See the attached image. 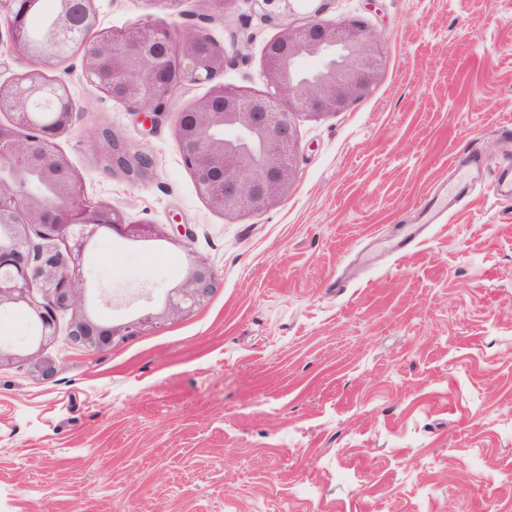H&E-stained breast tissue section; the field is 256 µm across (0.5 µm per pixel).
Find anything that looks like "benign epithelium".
Here are the masks:
<instances>
[{
  "instance_id": "1",
  "label": "benign epithelium",
  "mask_w": 512,
  "mask_h": 512,
  "mask_svg": "<svg viewBox=\"0 0 512 512\" xmlns=\"http://www.w3.org/2000/svg\"><path fill=\"white\" fill-rule=\"evenodd\" d=\"M4 21L12 52L38 67L0 82V309L24 307L35 323L38 345L57 333V314L71 313L69 336L87 350H101L121 335L86 310L79 286L89 241L101 231L124 240H177L156 225L131 224L105 202L87 200L81 177L53 140L76 117L66 84L43 68L80 46L87 83L131 107L144 110L153 125L167 112V97L185 82L210 81L239 55L236 38L223 47L204 30L188 37L149 17L141 26L149 36L135 41L126 30H107L95 38L93 0H55V24L49 39L27 37L29 14L40 0H6ZM266 19H288L295 0H260ZM340 44L337 62L313 81L299 80L294 68L316 58L329 44ZM382 57L376 35L361 22H328L315 10L307 23L285 25L264 52L262 76L267 92L244 94L221 84L178 114L174 132L185 166L208 205L229 216L263 209L281 199L295 179L298 150L294 115L277 106L288 97L296 111L313 116L340 112L365 96L377 81ZM37 99L52 104V119L35 123ZM35 172L46 184L41 193L26 190L24 177ZM62 242L66 252L44 245ZM216 278L207 263L188 256L185 277L168 294L166 308L139 318L131 328L153 326L192 312L208 300ZM39 289L45 301L33 290Z\"/></svg>"
}]
</instances>
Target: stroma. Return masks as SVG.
Returning a JSON list of instances; mask_svg holds the SVG:
<instances>
[{"label": "stroma", "mask_w": 512, "mask_h": 512, "mask_svg": "<svg viewBox=\"0 0 512 512\" xmlns=\"http://www.w3.org/2000/svg\"><path fill=\"white\" fill-rule=\"evenodd\" d=\"M97 27L145 18L240 55L216 81L258 94L282 31L240 0L202 23L204 0L168 12L93 0ZM377 34L380 80L348 109L295 117L285 199L244 216L213 211L186 168L174 115L209 92L187 83L158 126L91 88L81 53L51 74L77 110L56 146L134 224H182L186 246L98 235L90 312L116 327L163 310L186 256L217 286L193 313L88 352L35 348L26 309L0 336L26 358L0 364V512H512V0H297ZM109 128L155 159L133 182L108 169ZM487 165L468 198L404 256L373 246L419 224L450 162ZM52 365L45 376L41 365Z\"/></svg>", "instance_id": "obj_1"}]
</instances>
